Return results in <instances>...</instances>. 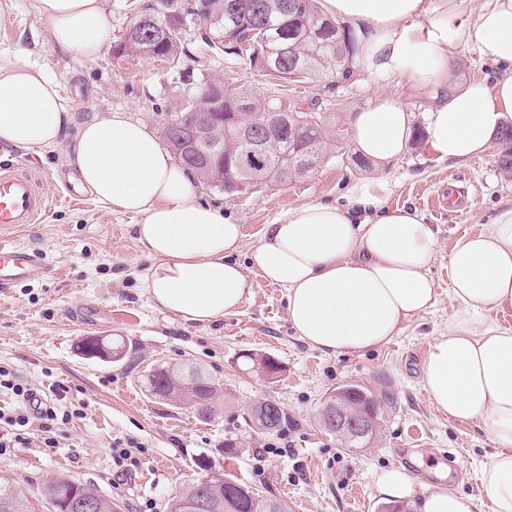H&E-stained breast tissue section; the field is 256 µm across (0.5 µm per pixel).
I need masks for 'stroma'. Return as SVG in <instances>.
I'll return each instance as SVG.
<instances>
[{
  "label": "stroma",
  "mask_w": 512,
  "mask_h": 512,
  "mask_svg": "<svg viewBox=\"0 0 512 512\" xmlns=\"http://www.w3.org/2000/svg\"><path fill=\"white\" fill-rule=\"evenodd\" d=\"M12 4L0 14V60H17L53 77L79 121L123 111L158 131L205 80L229 79L257 97L274 90L268 77L251 73L244 62L202 52L193 30L175 68L119 54L116 40L131 22L128 0H104L113 40L90 58L52 45L35 0ZM376 91L365 74L337 89L326 76L309 83L306 97L336 102L339 140L312 173L239 195L200 188L204 201L238 218L250 247L282 209L340 198L359 179L393 183L390 205L416 210L437 231L430 271L437 302L389 343L360 354H329L300 340L288 321L284 289L254 271L252 296L217 321L186 322L154 309L137 277L149 264L134 237L138 216L112 211L82 192L64 164V146L38 155L0 144V165L26 167L42 177L48 210L19 242L43 252L50 268L44 278L0 291V369L51 402L86 404L68 424L48 434L29 430L25 443L0 453V476L36 512H52L43 488L58 476L93 486L118 512H165L203 457L260 494L286 501L288 512H378L375 476L399 466L411 475L415 498L434 485L473 497L471 485L497 445L477 423L438 411L422 387L420 368L434 338L448 330V254L463 235L478 231L512 202V178L500 171L501 147L494 143L478 158L448 162L427 141H414L384 169L357 167L349 118ZM451 188L467 194L465 207H438L437 196ZM89 336L121 345L122 360L84 358L78 346ZM250 352L277 360L279 373H246L242 356ZM186 359L205 364L222 387L211 418L147 390L150 369ZM349 383L368 387L380 403V429L361 448L343 447L319 420L328 393ZM268 400L292 418L283 431L260 433L244 420L251 406ZM48 435L56 447H45ZM128 438L142 450L135 461L117 465L112 445ZM228 438L238 444L232 456L225 453Z\"/></svg>",
  "instance_id": "35a3bbf8"
}]
</instances>
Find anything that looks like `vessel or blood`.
<instances>
[{
    "mask_svg": "<svg viewBox=\"0 0 512 512\" xmlns=\"http://www.w3.org/2000/svg\"><path fill=\"white\" fill-rule=\"evenodd\" d=\"M47 207L48 199L33 172L14 165L0 168V288L48 273L40 250L15 243L18 233L40 222Z\"/></svg>",
    "mask_w": 512,
    "mask_h": 512,
    "instance_id": "1",
    "label": "vessel or blood"
}]
</instances>
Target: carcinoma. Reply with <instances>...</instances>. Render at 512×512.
Here are the masks:
<instances>
[{"label": "carcinoma", "instance_id": "1", "mask_svg": "<svg viewBox=\"0 0 512 512\" xmlns=\"http://www.w3.org/2000/svg\"><path fill=\"white\" fill-rule=\"evenodd\" d=\"M205 24L192 15H175L167 19L168 36L157 41L147 33L132 42L138 54L176 64L184 54L187 32H201V47L216 55L244 61L250 69L266 71V63L277 60L279 83L300 84L313 81L333 64L334 83L353 81L358 73L356 34L318 11L315 0H203ZM209 107L223 139L221 154L209 156L207 163L192 166L201 181L226 193H243L264 179L283 183L302 172L316 169L326 158L336 140V119L322 108L319 99L303 104L286 96L272 94L263 98L250 95L248 89L229 81L209 80L185 101L178 112L181 123L192 124V108ZM273 112L288 113V122L272 134L264 136L260 153L251 156L246 145L235 135L240 127H259ZM503 143L499 166L512 174V124L498 131ZM247 371L267 376L280 369L274 359L257 353L245 355ZM148 391L163 400L193 408L200 416L213 414V404L220 392L207 369L188 360L174 365H161L147 375ZM346 409H360L378 418V403L369 393L357 387L340 391ZM269 402L253 406L247 413L248 425L265 433L280 432L288 427V411L273 405L271 424L264 423L260 413ZM198 477L184 486L167 505V512H185L191 498L207 501V512H265V503L283 501L256 493L253 487L231 474L213 470L208 460L197 461ZM92 487L66 477H57L43 489L54 512H81L77 507L80 493ZM0 512H33L27 496L10 481L0 480Z\"/></svg>", "mask_w": 512, "mask_h": 512}]
</instances>
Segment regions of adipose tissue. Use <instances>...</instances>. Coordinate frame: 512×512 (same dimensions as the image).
Masks as SVG:
<instances>
[{
	"mask_svg": "<svg viewBox=\"0 0 512 512\" xmlns=\"http://www.w3.org/2000/svg\"><path fill=\"white\" fill-rule=\"evenodd\" d=\"M321 6L359 35V64L379 89L351 117L356 150L374 165L397 159L412 137L411 115L390 92L395 80L428 90L426 133L440 159L478 156L512 119V0H494L475 15L428 0ZM35 8L66 52L87 58L110 38L103 0H35ZM456 45L475 46L506 76L491 88L449 87ZM0 143L36 154L65 145L83 190L140 216L146 292L156 308L185 321L211 323L237 311L252 292L251 269L284 288L296 335L332 354L385 345L436 301V233L416 211L390 206L383 180L355 181L340 202L283 210L248 248L238 220L202 200L195 173L152 129L123 112L75 122L56 81L21 62L0 66ZM448 277L453 310L422 363L423 388L439 411L494 438L498 449L480 480L490 512H512V328L488 320L512 309V204L457 241Z\"/></svg>",
	"mask_w": 512,
	"mask_h": 512,
	"instance_id": "1",
	"label": "adipose tissue"
}]
</instances>
